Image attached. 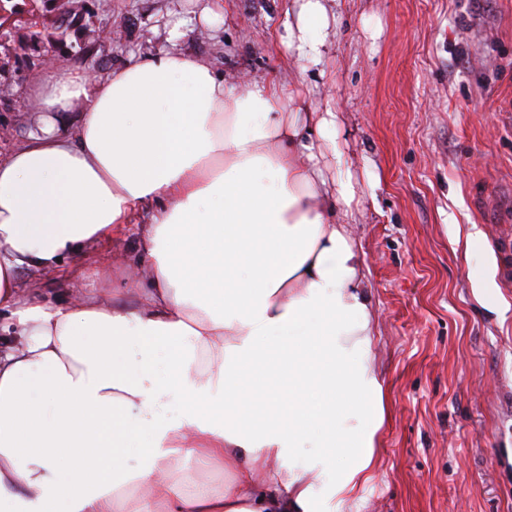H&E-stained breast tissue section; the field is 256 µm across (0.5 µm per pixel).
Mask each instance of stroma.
Returning a JSON list of instances; mask_svg holds the SVG:
<instances>
[{
    "label": "stroma",
    "mask_w": 512,
    "mask_h": 512,
    "mask_svg": "<svg viewBox=\"0 0 512 512\" xmlns=\"http://www.w3.org/2000/svg\"><path fill=\"white\" fill-rule=\"evenodd\" d=\"M56 2L40 0L30 26L29 0H0L13 13L0 25V159L37 128L42 72L102 79L133 55L180 52L229 84L271 80L303 111L337 112L356 196L336 217L365 260L386 407L371 475L342 512H512V278L489 298L476 283L500 264L492 219L512 206V0H326L318 64L287 46L299 0H80L68 17ZM152 209L58 266L21 268V302L108 303L128 277L148 281L130 261Z\"/></svg>",
    "instance_id": "stroma-1"
}]
</instances>
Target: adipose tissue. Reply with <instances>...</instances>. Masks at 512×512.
<instances>
[{
	"instance_id": "ef3b65f1",
	"label": "adipose tissue",
	"mask_w": 512,
	"mask_h": 512,
	"mask_svg": "<svg viewBox=\"0 0 512 512\" xmlns=\"http://www.w3.org/2000/svg\"><path fill=\"white\" fill-rule=\"evenodd\" d=\"M322 0L288 45L321 61ZM41 125L0 159V512H319L368 478L385 419L372 365L364 259L328 180L338 116L301 112L284 88H237L183 54L127 62L105 80L40 75ZM81 106L71 133L61 125ZM155 208L142 229L148 283L100 303L19 305L20 267L64 254ZM169 380H152L157 352ZM186 397L176 419L162 408ZM190 449L230 480L175 474ZM351 463L336 464L339 451ZM143 464L125 466L129 454Z\"/></svg>"
}]
</instances>
